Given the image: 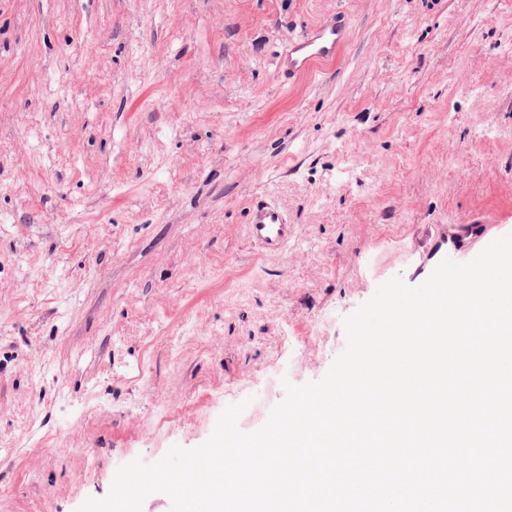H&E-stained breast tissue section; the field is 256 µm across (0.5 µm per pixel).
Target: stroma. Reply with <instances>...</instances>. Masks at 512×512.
Wrapping results in <instances>:
<instances>
[{"label": "stroma", "mask_w": 512, "mask_h": 512, "mask_svg": "<svg viewBox=\"0 0 512 512\" xmlns=\"http://www.w3.org/2000/svg\"><path fill=\"white\" fill-rule=\"evenodd\" d=\"M336 13V61L277 76ZM422 224L512 234V0H0V512L259 429L425 281ZM249 238L268 254L283 252L294 237V224H288L284 212L264 196L255 197L250 205Z\"/></svg>", "instance_id": "stroma-1"}]
</instances>
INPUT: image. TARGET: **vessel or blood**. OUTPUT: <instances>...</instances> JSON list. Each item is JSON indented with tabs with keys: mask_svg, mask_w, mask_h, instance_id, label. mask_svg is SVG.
I'll use <instances>...</instances> for the list:
<instances>
[{
	"mask_svg": "<svg viewBox=\"0 0 512 512\" xmlns=\"http://www.w3.org/2000/svg\"><path fill=\"white\" fill-rule=\"evenodd\" d=\"M347 38L348 24L344 17L325 19L289 40L278 54L276 69L288 76L309 73L317 63L335 60ZM247 234L264 252L278 254L292 241L294 227L279 207L258 196L250 205ZM491 241L488 225L441 224L436 229L432 251L441 258L467 262Z\"/></svg>",
	"mask_w": 512,
	"mask_h": 512,
	"instance_id": "obj_1",
	"label": "vessel or blood"
}]
</instances>
